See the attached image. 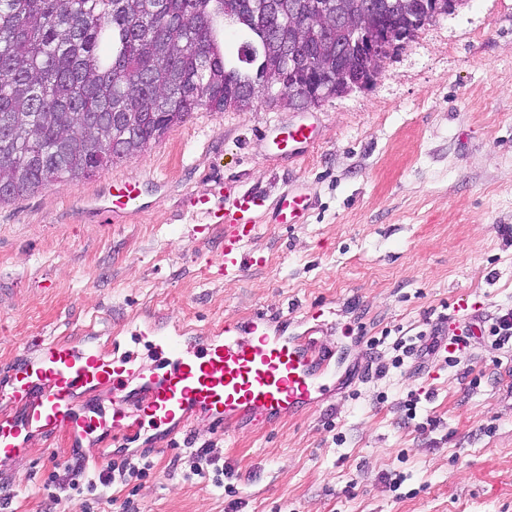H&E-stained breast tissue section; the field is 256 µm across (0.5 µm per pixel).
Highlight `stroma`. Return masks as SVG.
Returning a JSON list of instances; mask_svg holds the SVG:
<instances>
[{
  "mask_svg": "<svg viewBox=\"0 0 512 512\" xmlns=\"http://www.w3.org/2000/svg\"><path fill=\"white\" fill-rule=\"evenodd\" d=\"M300 122L312 140L278 158ZM126 179L147 208L103 218L97 197ZM230 188L313 201L306 223L261 220L246 249L266 263L236 280L209 270L224 230L196 239L192 207L223 208ZM459 298L484 325L512 310V0H465L425 24L368 88L300 110L262 96L201 109L140 155L0 203V367L32 339L88 326L105 355L139 354L129 328L148 317L201 336L259 311L291 334L317 327L337 363L316 407L265 427L245 417L218 434L197 416L172 440L93 434L105 459L155 463L94 512L129 496L141 512H512V342L474 336L454 367L427 349L432 327L452 334ZM361 333L415 338L422 355L393 367L390 346ZM26 446L0 466V512H51L45 483L73 455L62 433ZM196 448L223 464L221 481L192 474Z\"/></svg>",
  "mask_w": 512,
  "mask_h": 512,
  "instance_id": "1",
  "label": "stroma"
}]
</instances>
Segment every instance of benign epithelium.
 <instances>
[{"label":"benign epithelium","instance_id":"benign-epithelium-1","mask_svg":"<svg viewBox=\"0 0 512 512\" xmlns=\"http://www.w3.org/2000/svg\"><path fill=\"white\" fill-rule=\"evenodd\" d=\"M451 0H372L353 11L341 2L318 0L309 21L313 31L330 41L336 31L345 38L329 53H309L302 41L285 45L280 32L271 33V43L280 54L281 65L267 73L245 99L259 95L274 96L286 102L298 100L304 105H318L334 96L372 85L381 75L388 56L413 38L416 27L446 14ZM346 57L364 60V67L345 79L338 76Z\"/></svg>","mask_w":512,"mask_h":512}]
</instances>
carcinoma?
Returning <instances> with one entry per match:
<instances>
[{
  "label": "carcinoma",
  "instance_id": "1",
  "mask_svg": "<svg viewBox=\"0 0 512 512\" xmlns=\"http://www.w3.org/2000/svg\"><path fill=\"white\" fill-rule=\"evenodd\" d=\"M243 38L224 55V20ZM248 0H0V202L134 157L275 67Z\"/></svg>",
  "mask_w": 512,
  "mask_h": 512
}]
</instances>
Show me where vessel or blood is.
<instances>
[{"instance_id":"b4317fda","label":"vessel or blood","mask_w":512,"mask_h":512,"mask_svg":"<svg viewBox=\"0 0 512 512\" xmlns=\"http://www.w3.org/2000/svg\"><path fill=\"white\" fill-rule=\"evenodd\" d=\"M140 196L139 182L120 181L97 209L128 214ZM309 209L303 194H283L270 208L257 194H232L220 216L224 244L211 265L225 279L242 277L262 263L246 250L261 214L270 212L276 224H300ZM269 323L267 314L258 312L190 340L162 334L156 324L135 329L148 354L162 360L159 373L132 357L105 358L88 329L78 336L35 340L33 355L0 371V462L25 453L26 439L35 431L64 430L80 444L99 431L117 436L138 429L128 413L132 407L156 429L202 413L220 430L245 416L266 425L316 406L332 378L329 357L316 338L272 334ZM102 389L112 397L107 413L92 405Z\"/></svg>"}]
</instances>
